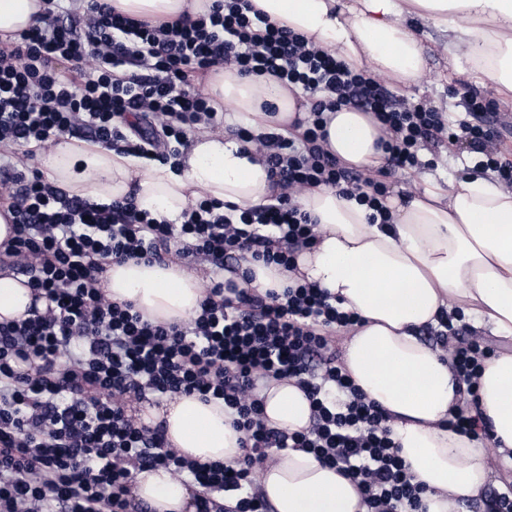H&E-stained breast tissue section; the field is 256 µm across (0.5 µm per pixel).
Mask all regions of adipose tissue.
Listing matches in <instances>:
<instances>
[{
  "label": "adipose tissue",
  "mask_w": 512,
  "mask_h": 512,
  "mask_svg": "<svg viewBox=\"0 0 512 512\" xmlns=\"http://www.w3.org/2000/svg\"><path fill=\"white\" fill-rule=\"evenodd\" d=\"M209 0H114L129 15L154 21L181 11L198 13ZM268 20L304 34L356 70L401 87L426 71L425 50L412 23L422 20L445 36L451 61L466 60L475 79L512 95V0H249ZM221 106L256 131L287 133L298 111L295 94L272 76L245 78L222 71L206 86ZM275 113L265 112L263 102ZM328 147L359 168L381 165V130L371 115L348 107L330 115ZM47 178L100 204L121 200L137 184L140 209L174 220L197 190L249 208L265 203L271 182L256 154L206 131L192 135L180 171L101 146L59 140L39 154ZM317 224L315 245L297 259L298 277L317 283L364 321L344 342L343 366L370 399L391 413L392 438L417 481L427 488V512H455L456 501L480 494L490 456L512 452V351L487 362L480 407L493 438L471 440L445 428L458 400L457 382L440 352L418 329L440 311L462 310L474 327L512 341V189L485 177L425 185L406 199L388 196L391 221L373 224L369 210L328 187L297 198ZM203 280L182 266L128 261L112 264L107 294L132 301L148 318L189 319ZM263 412L268 426L306 428L310 405L293 381L270 382ZM164 419L170 443L190 458L233 462L241 434L222 402L180 395ZM258 485L276 512H365L354 484L313 455L275 452ZM136 499L154 512H195V486L163 469L138 473Z\"/></svg>",
  "instance_id": "1"
}]
</instances>
